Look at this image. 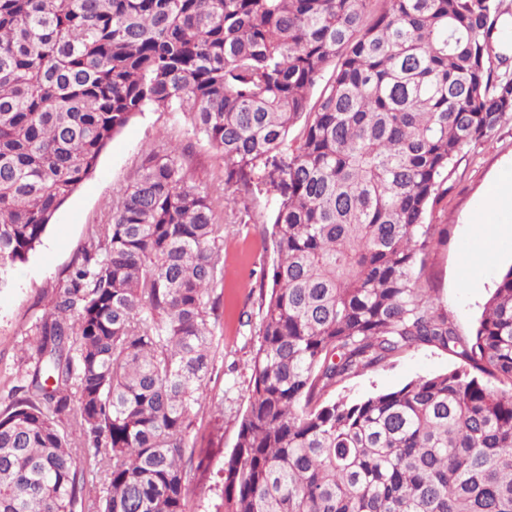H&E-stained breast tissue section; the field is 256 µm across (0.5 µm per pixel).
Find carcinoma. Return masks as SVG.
<instances>
[{"mask_svg": "<svg viewBox=\"0 0 512 512\" xmlns=\"http://www.w3.org/2000/svg\"><path fill=\"white\" fill-rule=\"evenodd\" d=\"M371 2L0 0V288L146 110L221 155L236 223L271 193L272 288L215 512H512V265L468 338L423 281L449 165L512 120L509 35L498 0ZM191 156L146 153L27 331L0 512H194L224 225ZM420 346L458 364L333 395Z\"/></svg>", "mask_w": 512, "mask_h": 512, "instance_id": "carcinoma-1", "label": "carcinoma"}]
</instances>
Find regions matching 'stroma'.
Returning <instances> with one entry per match:
<instances>
[{
  "label": "stroma",
  "instance_id": "stroma-1",
  "mask_svg": "<svg viewBox=\"0 0 512 512\" xmlns=\"http://www.w3.org/2000/svg\"><path fill=\"white\" fill-rule=\"evenodd\" d=\"M187 125L165 112L146 111L134 116L103 151L94 173L55 213L41 244L13 271L8 287L0 288V411L26 365L25 332L50 308L63 270L84 247L90 230L105 223L113 203L133 183L145 150L164 144H193V166L200 181L220 174L224 162L203 142H192ZM512 160V122L466 148L448 177V194L427 214L433 224L447 225L444 243L431 246L425 276L433 295L462 335H470L483 306L492 294L499 272L512 265V238L497 249L485 248L475 238L472 218L485 183ZM264 199H257L253 224L224 222V334L209 382L213 400L224 403L223 437L214 443L205 468L192 471L196 487L195 512H214L216 484L225 456L236 442L241 416L251 385V360L258 342L255 328L261 299L271 286L268 269L274 257ZM456 358L441 349L421 346L391 363L347 382L353 397L389 392L409 381L448 371Z\"/></svg>",
  "mask_w": 512,
  "mask_h": 512
}]
</instances>
